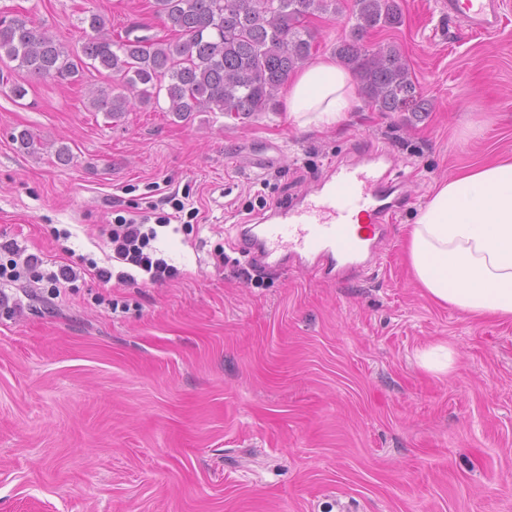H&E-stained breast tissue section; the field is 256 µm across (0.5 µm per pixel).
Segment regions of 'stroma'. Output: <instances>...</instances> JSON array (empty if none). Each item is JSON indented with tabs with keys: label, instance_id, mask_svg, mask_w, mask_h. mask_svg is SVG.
Instances as JSON below:
<instances>
[{
	"label": "stroma",
	"instance_id": "stroma-1",
	"mask_svg": "<svg viewBox=\"0 0 512 512\" xmlns=\"http://www.w3.org/2000/svg\"><path fill=\"white\" fill-rule=\"evenodd\" d=\"M397 3L402 24L366 43L400 49L425 111L362 97L324 129L281 102L179 119L163 100L110 118L87 99L107 73L67 84L0 61V242L45 273L68 248L104 266L98 231L115 217L170 192L199 210L158 231L172 281L88 275L57 298L44 281L5 286L22 307L0 308V512H512V322L434 304L403 250L433 185L512 157V5L475 35L440 0ZM92 11L168 34L154 0H0V17L74 48ZM24 130L35 150L15 142ZM358 148L387 152L402 185L378 258L339 283L294 266L240 278L238 225ZM436 340L454 349L441 377L415 360Z\"/></svg>",
	"mask_w": 512,
	"mask_h": 512
}]
</instances>
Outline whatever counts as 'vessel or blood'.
I'll list each match as a JSON object with an SVG mask.
<instances>
[{
  "instance_id": "vessel-or-blood-1",
  "label": "vessel or blood",
  "mask_w": 512,
  "mask_h": 512,
  "mask_svg": "<svg viewBox=\"0 0 512 512\" xmlns=\"http://www.w3.org/2000/svg\"><path fill=\"white\" fill-rule=\"evenodd\" d=\"M442 6L469 31L484 34L498 28L506 3L443 0ZM381 158L377 152L361 162L332 166L327 186L313 196L280 204L267 219L242 228V247L276 265L313 262L331 280L361 268L362 257L373 253L377 232L397 208Z\"/></svg>"
}]
</instances>
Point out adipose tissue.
<instances>
[{
  "label": "adipose tissue",
  "instance_id": "1",
  "mask_svg": "<svg viewBox=\"0 0 512 512\" xmlns=\"http://www.w3.org/2000/svg\"><path fill=\"white\" fill-rule=\"evenodd\" d=\"M358 103L350 73L321 56L288 83L300 127H329ZM412 276L435 304L512 321V159L482 162L437 183L404 241Z\"/></svg>",
  "mask_w": 512,
  "mask_h": 512
}]
</instances>
